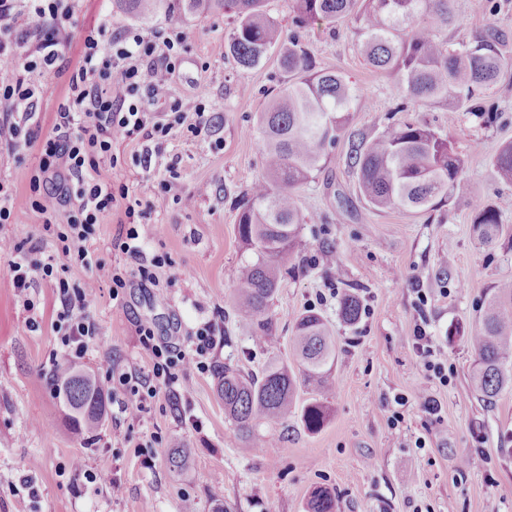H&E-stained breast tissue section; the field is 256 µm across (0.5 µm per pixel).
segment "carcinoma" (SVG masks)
<instances>
[{
    "label": "carcinoma",
    "mask_w": 512,
    "mask_h": 512,
    "mask_svg": "<svg viewBox=\"0 0 512 512\" xmlns=\"http://www.w3.org/2000/svg\"><path fill=\"white\" fill-rule=\"evenodd\" d=\"M264 2L113 0L117 8L144 17L162 12L179 18L186 12L223 10L235 22L227 48L241 68L256 67L271 50H279L283 79L268 95L256 127L264 174L237 204L236 233L249 256L239 266L233 299L240 333L256 343L273 336L269 307L306 220L294 189L321 170L326 148L347 133L349 105L356 96L345 74L315 69L303 30L318 24L333 28L351 16L362 21V54L369 66L396 80V112L444 102L448 111L468 112L488 126L500 112L490 92L512 71V59L497 50L493 29L475 43L449 46L448 29L456 23L453 0H290L291 30L286 36L282 25L267 15ZM347 164L359 192L376 211L428 213L454 199H467L481 242L490 246L501 233L499 206L471 197L461 154L448 136L428 124L392 123L375 137L354 140ZM493 166L502 180L512 182V142L499 149ZM340 313L350 324L359 320L361 306L355 293L345 291ZM468 341L476 355L474 389L491 400L511 388L512 280L492 287ZM292 350V362L271 359L258 375L232 367L218 374L217 394L225 414L239 438L259 451L276 447L273 438L256 433L259 421L287 418L296 408L299 389L314 394L300 411L306 431L320 430L330 415L317 395L333 389L330 371L336 340L320 313L308 310L299 317ZM53 387L74 437L82 440L99 429L106 394L101 379L78 366H66L54 372ZM338 509L336 494L328 488L311 492L307 512Z\"/></svg>",
    "instance_id": "obj_1"
}]
</instances>
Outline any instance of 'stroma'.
I'll return each instance as SVG.
<instances>
[{
  "label": "stroma",
  "mask_w": 512,
  "mask_h": 512,
  "mask_svg": "<svg viewBox=\"0 0 512 512\" xmlns=\"http://www.w3.org/2000/svg\"><path fill=\"white\" fill-rule=\"evenodd\" d=\"M454 9L451 42H471L493 28L500 53L512 57V0H498L493 13L486 0H454ZM105 17L116 33L152 34L169 25L161 13L139 18L113 9L112 0H84L64 46L69 64ZM181 24L190 40L176 80L187 93L206 89L220 128L206 139L182 129L151 140L155 178L164 177L173 157L181 159V199L138 191V223L157 227L147 251L167 255L161 277L170 286L128 288L120 303L102 292L94 311L100 334L83 364L101 378L114 367L149 369L136 332L140 319L154 322L158 339L183 346L209 324L224 344L213 350L207 371L188 370L190 394L161 393L139 417L107 415L91 438L72 440L45 374L62 358L51 334L59 302L44 286L32 293L33 309H25L9 270L14 245L42 231L40 216L29 210L37 151L25 149L20 161L0 156V177L24 215L23 223L0 227V512H183L187 501L196 512H306L318 486L336 493L340 512H512V390L491 402L473 391L467 343L489 289L512 279V185L492 166L512 142V89L497 88L502 113L487 127L437 106L398 112L395 86L366 65L355 23L304 31L316 68L343 72L357 91L350 131L370 137L394 122L444 128L464 158L472 197L500 206L503 232L495 248L483 246L465 200L430 215L372 210L346 163L350 143L341 139L299 190L309 221L271 305L276 336L258 344L239 335L230 298L243 257L235 225L238 201L263 174L253 127L265 90L280 76L279 53L244 69L225 49L232 18L189 12ZM125 220L120 208L102 217L95 258L126 264L112 247ZM350 283L362 287V315L353 325L339 315L338 294ZM309 309L327 319L336 338L335 388L323 396L330 418L316 433L295 414L284 423L263 422L260 433L277 445L255 451L224 414L218 373L226 365L257 372L270 359L289 360L294 323ZM31 318L38 330L27 328ZM421 324L448 369L447 383L424 368L415 345ZM426 395L438 414L424 407ZM178 446L192 455L188 470L167 462ZM78 456L87 470L80 477L71 469Z\"/></svg>",
  "instance_id": "obj_1"
}]
</instances>
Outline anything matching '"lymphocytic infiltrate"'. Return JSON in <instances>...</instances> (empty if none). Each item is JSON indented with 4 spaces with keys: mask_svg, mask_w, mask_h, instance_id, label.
<instances>
[{
    "mask_svg": "<svg viewBox=\"0 0 512 512\" xmlns=\"http://www.w3.org/2000/svg\"><path fill=\"white\" fill-rule=\"evenodd\" d=\"M79 10L80 0H0V150L39 146L30 206L43 219L42 235L28 249H16L9 267L25 307H32L30 292L40 282L56 291L60 308L52 331L68 364L81 361L99 334L91 310L100 288L120 301L131 283L159 287L157 270L166 264L164 256L146 253L156 232L152 224L129 225L114 241L131 266L112 267L93 258L102 215L121 203L131 217L139 204L129 195L114 144L167 137L181 124L202 138L216 128L205 112L206 91L183 93L174 79L177 50L189 39L184 28L174 23L157 35L116 33L110 20H103L85 35L82 57L68 71L63 47ZM51 71L69 78L44 136L35 78ZM76 266L87 268L89 278L74 279ZM137 334L150 353V370H116L108 378L119 413L129 416L144 412L160 387L175 384L187 366L207 370L208 355L222 343L209 326L191 335L187 349L156 340L146 322H138Z\"/></svg>",
    "mask_w": 512,
    "mask_h": 512,
    "instance_id": "f902f5d3",
    "label": "lymphocytic infiltrate"
}]
</instances>
